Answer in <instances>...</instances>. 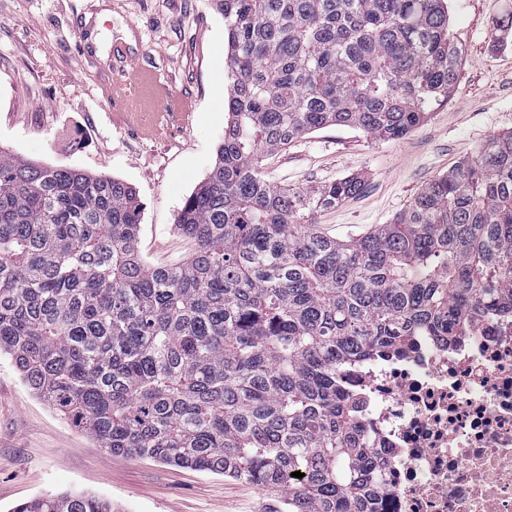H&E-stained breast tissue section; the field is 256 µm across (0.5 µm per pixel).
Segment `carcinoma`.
I'll return each instance as SVG.
<instances>
[{"label":"carcinoma","instance_id":"carcinoma-1","mask_svg":"<svg viewBox=\"0 0 512 512\" xmlns=\"http://www.w3.org/2000/svg\"><path fill=\"white\" fill-rule=\"evenodd\" d=\"M213 4L227 119L177 216L195 251L145 264L133 187L0 146V353L112 453L270 488L265 512H377L342 372L512 310V130L392 223L326 235L313 216L361 180L282 188L260 174L263 155L329 125L389 140L423 123L460 75L446 0ZM12 512L116 510L66 493Z\"/></svg>","mask_w":512,"mask_h":512}]
</instances>
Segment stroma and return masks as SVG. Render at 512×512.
Here are the masks:
<instances>
[{
  "label": "stroma",
  "mask_w": 512,
  "mask_h": 512,
  "mask_svg": "<svg viewBox=\"0 0 512 512\" xmlns=\"http://www.w3.org/2000/svg\"><path fill=\"white\" fill-rule=\"evenodd\" d=\"M447 2L463 64L446 105L395 140L328 126L264 159V177L278 186L360 178L359 196L318 215L320 232L346 239L390 223L490 135L512 130V0ZM117 41L189 103L161 133L109 100L103 75ZM226 59L224 20L210 0H0V146L125 181L144 204L143 260L181 263L193 244L178 231L177 213L224 137ZM67 492L110 500L118 512H263L271 496L253 483L100 448L36 398L1 355L0 512Z\"/></svg>",
  "instance_id": "obj_1"
}]
</instances>
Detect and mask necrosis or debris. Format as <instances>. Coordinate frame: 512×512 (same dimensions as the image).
Wrapping results in <instances>:
<instances>
[{
	"instance_id": "necrosis-or-debris-1",
	"label": "necrosis or debris",
	"mask_w": 512,
	"mask_h": 512,
	"mask_svg": "<svg viewBox=\"0 0 512 512\" xmlns=\"http://www.w3.org/2000/svg\"><path fill=\"white\" fill-rule=\"evenodd\" d=\"M342 380L381 475L377 512H512L511 311Z\"/></svg>"
}]
</instances>
